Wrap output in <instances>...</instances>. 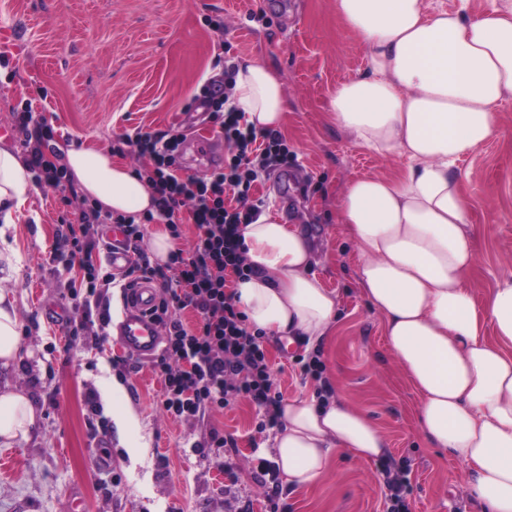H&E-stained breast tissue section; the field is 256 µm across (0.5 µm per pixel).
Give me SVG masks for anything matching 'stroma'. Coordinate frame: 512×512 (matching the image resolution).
Returning <instances> with one entry per match:
<instances>
[{
	"label": "stroma",
	"mask_w": 512,
	"mask_h": 512,
	"mask_svg": "<svg viewBox=\"0 0 512 512\" xmlns=\"http://www.w3.org/2000/svg\"><path fill=\"white\" fill-rule=\"evenodd\" d=\"M248 58L271 64L285 83L281 132L292 178L287 207L271 181L251 194L308 235L313 271L339 302L338 330L315 353L321 378L306 375L313 353L303 344L263 338L278 390L293 399L327 384L367 414L386 436V460L409 482L408 512H483L463 489L467 465L430 447L417 427L419 398L386 347L383 318L357 279L363 254L338 219L349 181L397 177L407 161L378 155L327 121L333 89L366 67V49L334 0H0V146L22 151L15 115L28 107L64 148H110L141 128L209 136V114L190 103L220 65ZM456 172L480 299L512 275V100L500 108L498 136ZM81 203L30 186L7 232L20 263L0 290L15 304L23 349L19 363L0 367V390L25 391L39 420L28 439L0 445L12 455L11 467L0 468V512H388L383 462L348 452L317 482L288 486L271 463L276 432L248 399L189 420L166 414L152 361L85 321L105 312L118 322L124 293L105 289L87 301L83 271L54 259L57 228L77 219ZM127 408L139 426L122 432L112 413ZM215 430L226 447L213 445ZM131 444L140 455L130 456ZM100 454L106 465H96Z\"/></svg>",
	"instance_id": "35a3bbf8"
}]
</instances>
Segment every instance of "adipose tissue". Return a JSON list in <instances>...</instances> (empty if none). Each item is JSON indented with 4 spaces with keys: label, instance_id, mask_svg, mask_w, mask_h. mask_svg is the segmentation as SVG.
<instances>
[{
    "label": "adipose tissue",
    "instance_id": "adipose-tissue-1",
    "mask_svg": "<svg viewBox=\"0 0 512 512\" xmlns=\"http://www.w3.org/2000/svg\"><path fill=\"white\" fill-rule=\"evenodd\" d=\"M335 3L367 47V68L332 92L329 117L367 149L409 162L399 178L349 182L341 197L340 221L365 255L360 285L419 396L421 432L469 464L466 488L489 512H512V276L481 302L468 288L477 256L455 169L497 134L498 107L512 99V0L477 19L430 10L427 0ZM233 102L256 128L285 123V85L265 62L238 65ZM66 159L102 211L136 221L155 212L152 188L111 151L72 148ZM31 180L24 157L0 146L1 224H13ZM242 234L252 271L235 298L246 325L327 340L337 296L311 273L308 238L267 214ZM487 326L494 341L483 336ZM19 358L18 314L0 293V366ZM280 418L274 460L291 486L316 482L336 453L375 460L387 451L380 429L341 397L284 401ZM37 421L27 394L0 391L1 443L27 439Z\"/></svg>",
    "mask_w": 512,
    "mask_h": 512
}]
</instances>
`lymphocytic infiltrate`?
Segmentation results:
<instances>
[{"instance_id":"lymphocytic-infiltrate-1","label":"lymphocytic infiltrate","mask_w":512,"mask_h":512,"mask_svg":"<svg viewBox=\"0 0 512 512\" xmlns=\"http://www.w3.org/2000/svg\"><path fill=\"white\" fill-rule=\"evenodd\" d=\"M233 72L213 79L202 88L203 102L228 147L221 165L209 174H184L179 163V133L137 131L122 134L114 153L135 154L141 165L138 176L150 183L157 195L159 223L179 235L183 220L196 224L198 234L189 250L172 252L164 264L152 263L143 248L144 229L121 214L101 213L97 208L81 211L77 223L62 222L58 237L67 245L58 260L79 265L86 272L89 290L107 288L115 282L111 272L95 264L99 242L89 233L91 226L106 222L119 225L124 246L133 254L131 272L157 282L163 298L154 315L165 330L166 346L153 368L162 385L164 405L171 415L189 418L209 407H224L230 398L244 396L266 412L269 425H277L278 397L272 396L270 371L260 334L251 332L238 310L228 277L243 278L250 268L242 257L240 228L255 223L263 213V200L235 206L226 203L227 189L246 197L252 184L288 164V148L279 132L256 128L244 113L229 104L224 81ZM21 129L35 128V142L25 159L37 185L60 187L67 181L63 168L51 164L46 152L54 129L35 120L33 112L18 117ZM193 308L199 315L195 326H187L179 313Z\"/></svg>"}]
</instances>
